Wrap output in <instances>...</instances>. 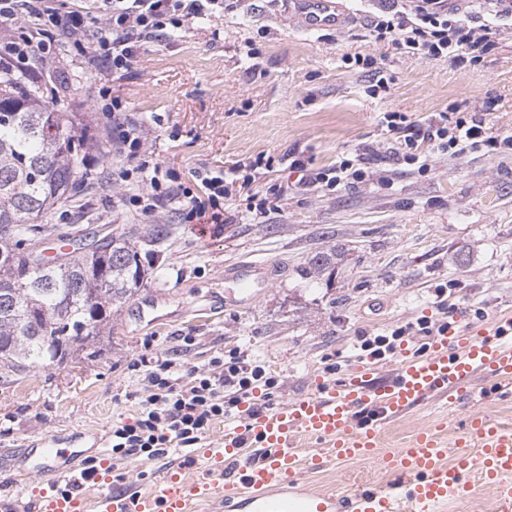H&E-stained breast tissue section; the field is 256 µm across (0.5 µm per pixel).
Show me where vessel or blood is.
Wrapping results in <instances>:
<instances>
[{
	"label": "vessel or blood",
	"instance_id": "obj_1",
	"mask_svg": "<svg viewBox=\"0 0 512 512\" xmlns=\"http://www.w3.org/2000/svg\"><path fill=\"white\" fill-rule=\"evenodd\" d=\"M288 21L306 31L342 27L344 0H294ZM492 386L474 392L478 375ZM434 395L448 410L475 399L512 398V317L494 327L449 328L424 353L399 346L393 366L372 358L339 378L317 379L298 397L263 408L261 391L225 417L213 444L190 452L189 471L161 470L147 491L114 482L108 472L80 478L69 467L84 438L48 435L20 457L24 473L49 477L38 512H196L221 500L226 512H444L477 486L494 493L495 512H512V429L487 414L460 421L455 438L425 424L404 448L378 453L386 423ZM373 461L386 485L363 480L334 491L305 486L306 473L330 461Z\"/></svg>",
	"mask_w": 512,
	"mask_h": 512
}]
</instances>
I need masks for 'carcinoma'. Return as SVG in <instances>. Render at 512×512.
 I'll list each match as a JSON object with an SVG mask.
<instances>
[{"mask_svg": "<svg viewBox=\"0 0 512 512\" xmlns=\"http://www.w3.org/2000/svg\"><path fill=\"white\" fill-rule=\"evenodd\" d=\"M47 105L23 76H0V367L24 371L86 353L112 311L128 303L148 271L141 255L169 237L167 224H132L106 234L91 252L74 248L46 259L52 234L39 222L66 202L83 208L95 176L84 159L105 143L89 133L65 96Z\"/></svg>", "mask_w": 512, "mask_h": 512, "instance_id": "1", "label": "carcinoma"}]
</instances>
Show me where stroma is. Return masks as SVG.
<instances>
[{
	"label": "stroma",
	"instance_id": "obj_1",
	"mask_svg": "<svg viewBox=\"0 0 512 512\" xmlns=\"http://www.w3.org/2000/svg\"><path fill=\"white\" fill-rule=\"evenodd\" d=\"M253 11L198 20L182 37L152 43L140 65L112 85L126 112L145 126L154 160L180 175L200 169L228 174L246 157L268 165L262 182L289 183L288 198L264 220L246 210L244 194L225 199L233 223L199 234L198 218L159 214L170 237L149 256L150 278L99 337L96 357L48 368H0V493L13 485L37 488L15 459L47 434L84 435L85 457L113 425L134 424L143 385L131 364L146 355L176 368L207 372L213 358L243 351L277 377V402L309 390L327 362L346 368L358 339L390 333L420 319L438 321V286L460 285L449 320L491 326L512 316V156L483 151L440 158L427 174L401 172L390 185L358 183L336 191L296 185L293 154L310 168L332 167L342 156L392 138L384 113L425 120L452 103L482 112L496 130H512V21L502 20L494 47L475 65L421 59L391 42L370 38L382 11L376 0H345L348 23L304 32L287 23L289 0H254ZM66 75L82 91L67 109L103 124L93 102V78L78 49L60 50ZM374 56L389 80L370 96L373 76L349 64ZM124 183L92 189L87 218L115 232L138 223L122 206ZM320 253L331 261L309 272ZM266 263L250 301L237 302L228 268ZM438 400L387 425L383 443L398 448L422 423L441 420ZM186 450L165 457L113 458L112 478L152 485L160 465L178 466ZM382 480L370 462L337 463L308 473L325 490L343 482Z\"/></svg>",
	"mask_w": 512,
	"mask_h": 512
}]
</instances>
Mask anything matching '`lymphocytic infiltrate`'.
Returning <instances> with one entry per match:
<instances>
[{
    "mask_svg": "<svg viewBox=\"0 0 512 512\" xmlns=\"http://www.w3.org/2000/svg\"><path fill=\"white\" fill-rule=\"evenodd\" d=\"M244 6L245 0H74L70 10L64 11L59 0H0V19L31 31L22 41L0 44V70L23 72L35 61L59 67L58 45L77 44L87 68L100 83L96 109L108 121L109 153L119 161L116 178L136 183L134 191L123 197V204L143 217L161 210H186L194 217L206 216L211 223L221 224L225 218L220 200L230 193L224 176L193 173V180L199 183L195 190L169 178L161 165L150 159L145 130L127 116L123 100L111 95L109 84L128 74L150 43L185 29L194 20ZM498 31L490 20L449 8L447 0H409L392 14L374 17L369 34L375 41H391L422 59L475 64L493 46ZM383 122L397 142L384 156L397 165L416 166L421 173L429 170L435 155L455 157L484 146L512 151L511 131H487L481 115L462 111L457 105L446 107L424 124L409 121L402 112L385 113ZM380 156L378 149L366 146L325 171H314L299 159L293 160L291 167L298 174L299 186L313 191L364 181L386 186L391 182L390 172L376 167ZM435 296L438 321L408 323L387 335L361 337V350L379 358L403 337L447 331L446 316L453 305L446 289H437ZM140 364L150 393L140 401L135 424L112 428V452L122 457H158L174 444L194 447L214 421L228 415L255 388L278 387L277 378L245 355L216 360L208 374H180L168 359L153 362L144 358Z\"/></svg>",
    "mask_w": 512,
    "mask_h": 512,
    "instance_id": "lymphocytic-infiltrate-1",
    "label": "lymphocytic infiltrate"
}]
</instances>
